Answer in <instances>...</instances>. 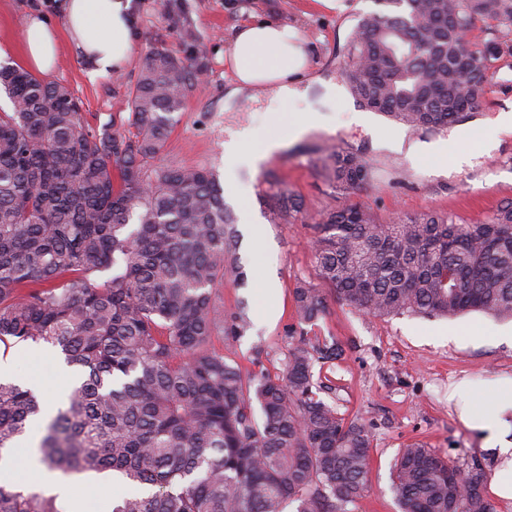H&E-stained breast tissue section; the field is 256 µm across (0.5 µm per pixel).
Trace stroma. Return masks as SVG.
I'll list each match as a JSON object with an SVG mask.
<instances>
[{
  "label": "stroma",
  "mask_w": 512,
  "mask_h": 512,
  "mask_svg": "<svg viewBox=\"0 0 512 512\" xmlns=\"http://www.w3.org/2000/svg\"><path fill=\"white\" fill-rule=\"evenodd\" d=\"M61 0H0V43L9 44L7 61L23 62L21 30L27 13L38 6L61 22ZM137 39L127 68L116 75L89 79L85 63L63 43L49 79L77 97L91 125L109 118L128 124V96L139 77L145 56L155 48L185 63H195L200 77L178 112L159 164L204 168L224 174V143L243 130L263 134L277 107L269 97L242 98L232 111L224 109V49L234 28L252 19L297 24L308 42L312 85L307 106L318 112V125L300 139L284 145L260 168L234 170V181L245 197L229 202L238 237L236 255L247 276L246 285L225 283L214 299L225 312L246 307L252 325L238 336L215 331L212 351L236 362L243 372H282L297 345L300 328L293 290L304 282L321 287L311 242L321 212L342 208L351 200L368 206L380 222L426 211L449 213L464 222L491 217L512 201V135L495 134L493 121L512 110V56L502 61L488 85L482 106L464 113L455 129L437 132L402 128L386 115L365 111L354 123L349 107L355 98L345 91L344 72L351 62L350 44L359 19L376 11V0H336L335 9L319 0H134ZM343 87L337 97L325 93L323 82ZM399 130L401 144L378 140L375 129ZM470 130L469 139L455 142V130ZM444 142L449 151L465 150L471 160L454 166L451 160L428 155V146ZM333 147L362 155L372 175L356 196L333 191L320 161L321 148ZM287 190L302 201L290 222L275 223L271 211L276 193ZM277 287L279 314L266 318L271 300L262 283ZM504 322L493 315L471 312L457 317L410 315L374 316L328 296L324 315L308 325L309 336L335 340L339 359L317 363L324 384L322 397L346 418L367 423L372 433L368 489L352 512H399L392 488L391 467L401 448L420 442L461 468L481 463L493 470L495 456L483 450L480 434L459 419L448 401V387L471 380L480 393L492 382L512 377V344L497 335ZM26 345L8 351L17 381H42L45 395L60 389L56 353L42 359L27 356ZM87 512H110L113 500L140 493L138 485L103 484L79 476Z\"/></svg>",
  "instance_id": "stroma-1"
}]
</instances>
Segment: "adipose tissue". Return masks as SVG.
I'll return each mask as SVG.
<instances>
[{
    "instance_id": "1",
    "label": "adipose tissue",
    "mask_w": 512,
    "mask_h": 512,
    "mask_svg": "<svg viewBox=\"0 0 512 512\" xmlns=\"http://www.w3.org/2000/svg\"><path fill=\"white\" fill-rule=\"evenodd\" d=\"M134 29L132 0H64L61 25L50 23L37 11L29 15L22 32L23 61L28 70L51 72L60 52V36L65 33L78 56L89 63L90 77L116 74L131 59ZM224 65L232 75L225 103L242 95L255 100L269 90L290 109L287 137L271 131L259 137L242 133L225 144V159L241 157L252 169H260L285 141H296L316 126L314 113L292 108L305 97L301 82L308 68L306 40L298 26L260 20L236 28L224 53ZM491 395V400L479 402L477 391L465 379L456 382L449 393L459 407L460 420L479 429L484 449L495 454L490 495L512 502V377L496 380ZM474 405L483 412L476 420L470 415Z\"/></svg>"
}]
</instances>
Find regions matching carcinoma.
I'll list each match as a JSON object with an SVG mask.
<instances>
[{
    "instance_id": "obj_1",
    "label": "carcinoma",
    "mask_w": 512,
    "mask_h": 512,
    "mask_svg": "<svg viewBox=\"0 0 512 512\" xmlns=\"http://www.w3.org/2000/svg\"><path fill=\"white\" fill-rule=\"evenodd\" d=\"M353 34L345 79L367 107L424 131L481 107L512 48L474 44L477 23L512 25V0H376ZM194 72L150 52L131 90L134 131L91 126L69 89L0 64V348L50 344L79 375L46 417L34 391L0 381V460L43 418L39 458L65 474L148 486L112 512H350L371 462L366 423L320 398L317 360L300 337L284 376L245 374L208 348L224 327L214 293L236 264L224 189L204 168L157 166ZM350 194L371 171L357 153L322 158ZM275 219L301 208L277 194ZM137 217L136 227L129 221ZM313 251L323 283L376 316L512 319V201L485 221L427 212L391 224L359 203L326 210ZM111 272L100 284L91 277ZM299 324L325 311L319 288H294ZM227 333L250 327L245 309ZM262 421H257L255 410ZM488 473L419 443L400 449L401 512H493ZM0 512H63L54 495L0 483Z\"/></svg>"
}]
</instances>
